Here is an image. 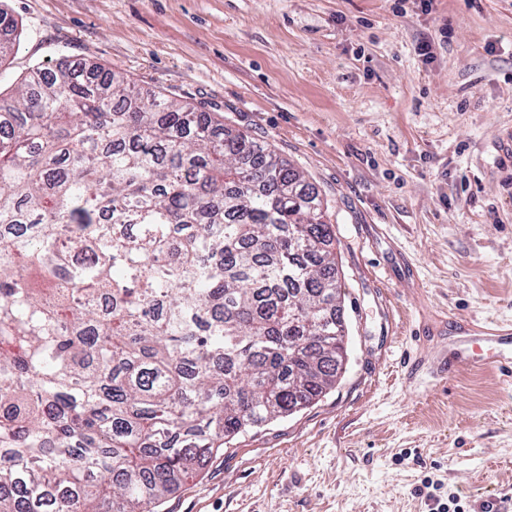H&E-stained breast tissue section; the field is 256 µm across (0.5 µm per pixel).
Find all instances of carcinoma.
I'll list each match as a JSON object with an SVG mask.
<instances>
[{
    "label": "carcinoma",
    "instance_id": "1",
    "mask_svg": "<svg viewBox=\"0 0 512 512\" xmlns=\"http://www.w3.org/2000/svg\"><path fill=\"white\" fill-rule=\"evenodd\" d=\"M21 30L0 8V60ZM304 174L97 64L0 91V512H153L348 358Z\"/></svg>",
    "mask_w": 512,
    "mask_h": 512
}]
</instances>
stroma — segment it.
<instances>
[{"label": "stroma", "instance_id": "stroma-1", "mask_svg": "<svg viewBox=\"0 0 512 512\" xmlns=\"http://www.w3.org/2000/svg\"><path fill=\"white\" fill-rule=\"evenodd\" d=\"M0 63H97L304 173L336 230L346 372L158 512H466L512 501V383L451 340L512 326V0H6ZM432 45L419 56L418 43ZM20 35L17 21L5 9L0 8V63L10 54Z\"/></svg>", "mask_w": 512, "mask_h": 512}]
</instances>
